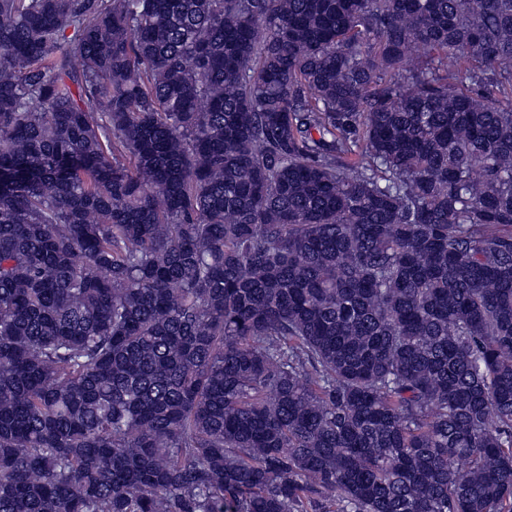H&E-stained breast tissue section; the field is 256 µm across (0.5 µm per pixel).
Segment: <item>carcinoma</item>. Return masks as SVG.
<instances>
[{"instance_id":"cac0c4a2","label":"carcinoma","mask_w":512,"mask_h":512,"mask_svg":"<svg viewBox=\"0 0 512 512\" xmlns=\"http://www.w3.org/2000/svg\"><path fill=\"white\" fill-rule=\"evenodd\" d=\"M0 512H512V0H0Z\"/></svg>"}]
</instances>
